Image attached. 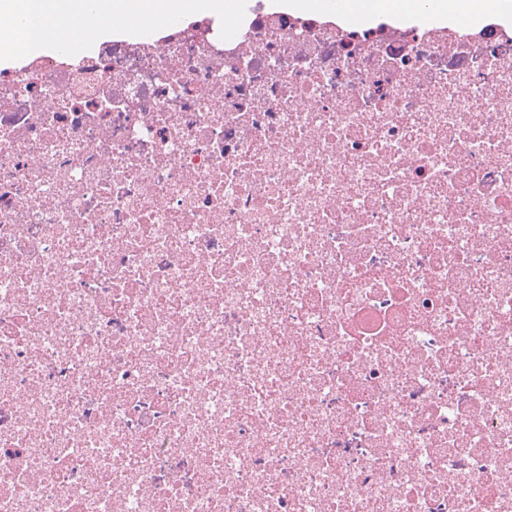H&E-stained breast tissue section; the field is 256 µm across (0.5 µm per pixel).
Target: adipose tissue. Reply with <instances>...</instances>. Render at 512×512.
I'll list each match as a JSON object with an SVG mask.
<instances>
[{
  "instance_id": "ef3b65f1",
  "label": "adipose tissue",
  "mask_w": 512,
  "mask_h": 512,
  "mask_svg": "<svg viewBox=\"0 0 512 512\" xmlns=\"http://www.w3.org/2000/svg\"><path fill=\"white\" fill-rule=\"evenodd\" d=\"M104 11L130 21L170 13L171 6L170 0H0V40L22 51L48 42L67 45L78 28L92 27Z\"/></svg>"
}]
</instances>
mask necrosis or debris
Instances as JSON below:
<instances>
[{
    "instance_id": "obj_1",
    "label": "necrosis or debris",
    "mask_w": 512,
    "mask_h": 512,
    "mask_svg": "<svg viewBox=\"0 0 512 512\" xmlns=\"http://www.w3.org/2000/svg\"><path fill=\"white\" fill-rule=\"evenodd\" d=\"M498 16L0 70V512H512Z\"/></svg>"
}]
</instances>
